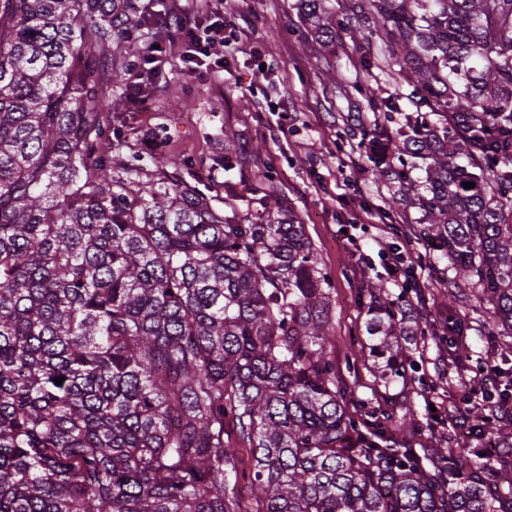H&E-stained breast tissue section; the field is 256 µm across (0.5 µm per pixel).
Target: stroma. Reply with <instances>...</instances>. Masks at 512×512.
<instances>
[{
  "mask_svg": "<svg viewBox=\"0 0 512 512\" xmlns=\"http://www.w3.org/2000/svg\"><path fill=\"white\" fill-rule=\"evenodd\" d=\"M345 4L327 0L326 9L336 15V39L318 47L297 0H228V11L247 23L249 39L226 37L223 71L191 75L172 54L143 81L139 95L114 86L104 105L98 152L118 164L146 166L154 153H162L168 171L213 196L216 207L232 203L242 218L274 217L280 203H288L332 283L328 348L355 391L354 413L364 416L409 399L425 425L419 444L444 441L449 425L432 424L428 401L446 393L448 383L470 380L486 366L511 368L512 337L492 329L486 300L473 298L449 309L446 276L426 267L418 273L424 300L413 303L402 328L423 382L383 384L370 362L356 371L347 368L350 337L366 334L363 282H380L387 299L405 288L378 254L380 231L404 254L415 257L424 249L396 232L399 225L416 223L419 211L411 203L392 202L394 185L376 178L374 159L360 153L375 133L398 128L397 119L373 109L372 99L396 97L408 111L410 89L384 72L371 77L363 71L368 45L351 39ZM127 12L145 21L137 32L140 44L180 42L157 0H128ZM452 314L471 326L467 349L453 355L447 339L433 333ZM422 322L429 334H420Z\"/></svg>",
  "mask_w": 512,
  "mask_h": 512,
  "instance_id": "stroma-1",
  "label": "stroma"
}]
</instances>
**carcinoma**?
I'll list each match as a JSON object with an SVG mask.
<instances>
[{"mask_svg": "<svg viewBox=\"0 0 512 512\" xmlns=\"http://www.w3.org/2000/svg\"><path fill=\"white\" fill-rule=\"evenodd\" d=\"M324 2L298 0L320 44L336 39ZM347 10L411 87L384 145L421 213L409 234L448 261V335L471 291L511 336L512 0ZM136 28L125 0H0V512H243L247 494L255 512H512L508 465L491 479L407 444L416 423L393 408L350 412L329 279L289 207L245 222L161 158L97 155L124 76L98 62L139 53ZM410 311L366 324L387 383L416 367L398 344ZM470 388L477 433L487 401L512 411V383Z\"/></svg>", "mask_w": 512, "mask_h": 512, "instance_id": "cac0c4a2", "label": "carcinoma"}]
</instances>
